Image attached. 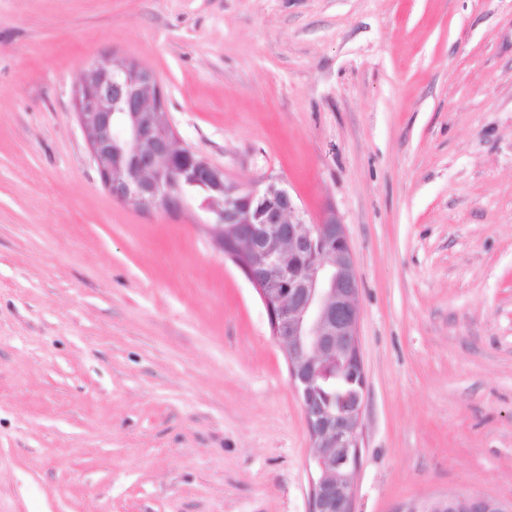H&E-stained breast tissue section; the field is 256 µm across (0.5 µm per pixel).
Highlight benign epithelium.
<instances>
[{
    "label": "benign epithelium",
    "mask_w": 512,
    "mask_h": 512,
    "mask_svg": "<svg viewBox=\"0 0 512 512\" xmlns=\"http://www.w3.org/2000/svg\"><path fill=\"white\" fill-rule=\"evenodd\" d=\"M73 109L103 187L144 212L186 208L171 193L167 166L194 165L190 187L199 209L214 215V244L257 290L273 339L288 362L311 438L310 512H354L355 472L365 373L359 344V280L346 227L332 212L307 223L276 182L243 189L224 169L185 145L167 118L153 71L122 57L91 63ZM339 367L352 385L333 405L322 386ZM404 512H512V503L480 495H446Z\"/></svg>",
    "instance_id": "obj_1"
}]
</instances>
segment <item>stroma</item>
<instances>
[{"mask_svg":"<svg viewBox=\"0 0 512 512\" xmlns=\"http://www.w3.org/2000/svg\"><path fill=\"white\" fill-rule=\"evenodd\" d=\"M112 56L227 181L345 224L355 512L512 501V0H0V512H310L259 294L207 213L99 181L72 102ZM512 502L480 495H446L410 504L404 512H511Z\"/></svg>","mask_w":512,"mask_h":512,"instance_id":"obj_1","label":"stroma"}]
</instances>
